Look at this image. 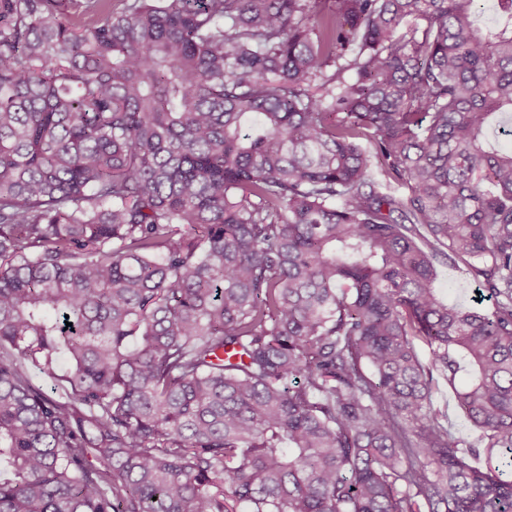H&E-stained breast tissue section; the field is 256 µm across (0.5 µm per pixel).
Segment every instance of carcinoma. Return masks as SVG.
Instances as JSON below:
<instances>
[{"label":"carcinoma","mask_w":512,"mask_h":512,"mask_svg":"<svg viewBox=\"0 0 512 512\" xmlns=\"http://www.w3.org/2000/svg\"><path fill=\"white\" fill-rule=\"evenodd\" d=\"M481 10L0 0V512H512V0ZM436 287L440 289L443 295L448 299L449 303L462 304L465 306H476L479 308H487L491 305V301L482 300L476 304L475 284L469 281L465 271L448 267V265H440L438 267V278ZM433 408L448 417V428L455 440L458 441V448L466 452L468 448H480L478 442L479 432L458 408L455 397L448 385L439 382L433 396ZM482 451V450H481Z\"/></svg>","instance_id":"obj_1"}]
</instances>
